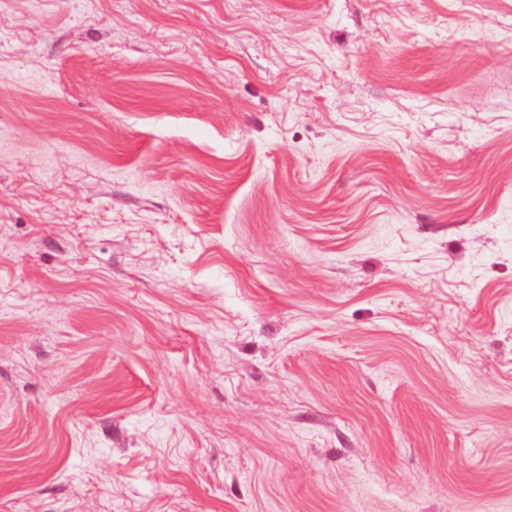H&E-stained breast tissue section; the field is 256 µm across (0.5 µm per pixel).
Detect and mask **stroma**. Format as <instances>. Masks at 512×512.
<instances>
[{"mask_svg":"<svg viewBox=\"0 0 512 512\" xmlns=\"http://www.w3.org/2000/svg\"><path fill=\"white\" fill-rule=\"evenodd\" d=\"M0 512H512V0H0Z\"/></svg>","mask_w":512,"mask_h":512,"instance_id":"stroma-1","label":"stroma"}]
</instances>
